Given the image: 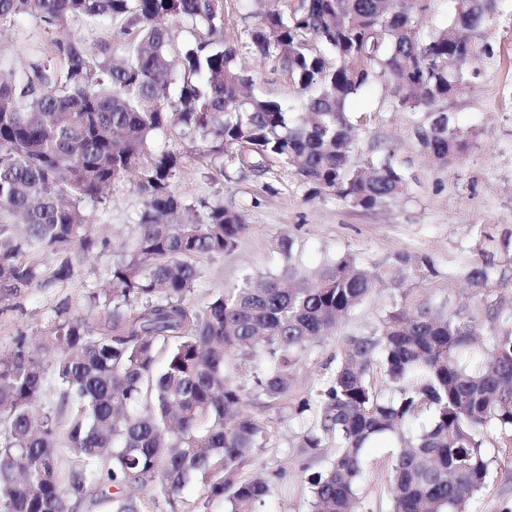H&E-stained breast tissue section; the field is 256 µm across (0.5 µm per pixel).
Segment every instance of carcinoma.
Returning a JSON list of instances; mask_svg holds the SVG:
<instances>
[{
    "instance_id": "1",
    "label": "carcinoma",
    "mask_w": 512,
    "mask_h": 512,
    "mask_svg": "<svg viewBox=\"0 0 512 512\" xmlns=\"http://www.w3.org/2000/svg\"><path fill=\"white\" fill-rule=\"evenodd\" d=\"M259 21L242 44L224 37V0H0V27L37 17L45 32L108 25L94 47L57 36L17 70L0 56V291L71 279L111 247L93 224L127 176L143 197L132 244L115 253L94 320L74 314L34 346L0 352V512H76L86 499L141 512L136 492L157 486L169 512L191 482L225 512H262L272 483L250 475L271 440L252 399L278 410L308 345L381 290L392 299L375 332L351 337L330 380L300 400V448L336 454L307 475L308 512H358L363 451L394 434L390 512H470L489 474L486 445L512 444V313L478 318L449 297L416 303L409 276L438 275L427 255L370 266L351 253L314 270L284 249L282 274L247 277L205 306L191 296L204 257L236 249L245 216L222 204L194 209L173 190L183 156L242 175L278 161L310 196L376 210L415 176L396 150L362 156L364 116L348 102L371 85L411 114V141L446 168L477 132L443 108L474 90L497 56L486 28L503 0H453L446 24L424 30L436 0H253ZM187 24L179 43L167 18ZM122 51L115 60L114 51ZM296 89L289 102L257 93L242 50ZM51 252L47 269L39 257ZM480 295L498 277L481 259L462 272ZM254 362L251 379L230 372ZM54 399L44 401L47 384Z\"/></svg>"
}]
</instances>
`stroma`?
<instances>
[{"instance_id": "stroma-1", "label": "stroma", "mask_w": 512, "mask_h": 512, "mask_svg": "<svg viewBox=\"0 0 512 512\" xmlns=\"http://www.w3.org/2000/svg\"><path fill=\"white\" fill-rule=\"evenodd\" d=\"M489 34L500 49L497 61L486 68L473 92L445 106L461 126L479 133L471 153L448 168L425 161L409 138L408 113L383 107L379 89L364 90L352 100L351 111L372 118L369 131L361 138L362 146L394 148L417 178L409 194L383 209H356L332 195L310 198L306 186L277 163L264 178L230 174L213 180L195 162L185 161L174 182L185 204L220 202L240 210L249 224L234 251L201 260L194 303L204 305L224 289L239 286L244 275L280 272L284 257L278 243L289 238L309 269L319 266L325 256L340 253H352L377 265L400 252L430 256L439 274L420 286L419 297L447 295L470 304L482 333L490 334L492 312L512 313V18L497 19ZM46 40L35 17L21 16L0 34V54L21 68ZM109 196V207L98 221L106 226L110 249L80 266L68 281L14 297L0 296V351L13 347L20 338L33 341L60 317L86 311L89 292L108 282L113 250L131 242L142 209L133 181L114 184ZM481 249L491 254L500 277L476 296L460 272ZM389 302V293L372 296L340 321L334 334L309 345L281 413L266 412L258 401L246 406V413L268 418L271 425L272 438L261 452L260 469L266 475L276 469L284 472L273 486L265 512H306L305 475L298 463L302 419L295 407L328 378L330 359L348 337L375 330ZM396 444L395 438H381L366 449L370 469L359 488L361 512H389L386 463ZM487 453L491 461L487 485L470 510L512 512V447L491 445Z\"/></svg>"}]
</instances>
